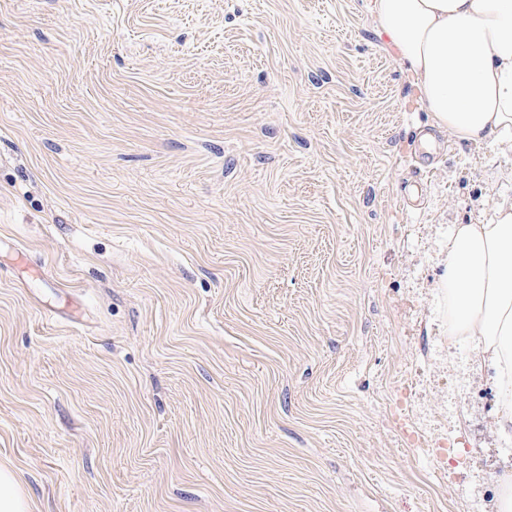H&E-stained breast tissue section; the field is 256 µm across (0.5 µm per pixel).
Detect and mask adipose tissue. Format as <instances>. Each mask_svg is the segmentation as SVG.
<instances>
[{
    "label": "adipose tissue",
    "instance_id": "1",
    "mask_svg": "<svg viewBox=\"0 0 512 512\" xmlns=\"http://www.w3.org/2000/svg\"><path fill=\"white\" fill-rule=\"evenodd\" d=\"M372 15L436 127L512 157V0H373ZM441 287L448 337L495 371V423L512 428V199L455 225Z\"/></svg>",
    "mask_w": 512,
    "mask_h": 512
}]
</instances>
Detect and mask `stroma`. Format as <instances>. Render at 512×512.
Instances as JSON below:
<instances>
[{
  "mask_svg": "<svg viewBox=\"0 0 512 512\" xmlns=\"http://www.w3.org/2000/svg\"><path fill=\"white\" fill-rule=\"evenodd\" d=\"M372 0H0V464L32 512H498L448 341L512 158L436 133Z\"/></svg>",
  "mask_w": 512,
  "mask_h": 512,
  "instance_id": "stroma-1",
  "label": "stroma"
}]
</instances>
